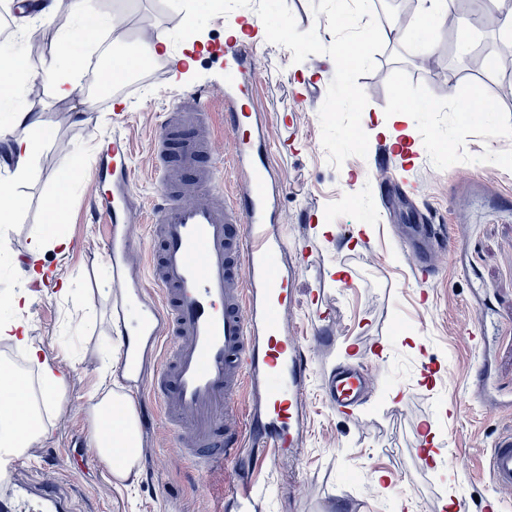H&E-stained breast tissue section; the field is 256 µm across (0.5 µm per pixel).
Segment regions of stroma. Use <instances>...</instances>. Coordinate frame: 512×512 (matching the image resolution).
Instances as JSON below:
<instances>
[{
    "instance_id": "obj_1",
    "label": "stroma",
    "mask_w": 512,
    "mask_h": 512,
    "mask_svg": "<svg viewBox=\"0 0 512 512\" xmlns=\"http://www.w3.org/2000/svg\"><path fill=\"white\" fill-rule=\"evenodd\" d=\"M105 15H120L119 32L97 31L84 42L83 59L94 61L101 45L120 42L143 48L155 33H171L183 13L163 0H93ZM381 31L397 27L399 41H385L374 71L358 83L368 104L361 124L369 134L366 157H349L342 168L329 164L321 143L318 112L335 74L326 55L293 62L287 48L252 36L259 110L274 149L271 159L285 187L277 207L279 232L306 243L316 263L295 285L288 321L297 342L311 354L306 385L308 428L297 451L259 460L253 475L265 494L255 512H448L466 500L480 512L481 499L496 494L489 458L498 436L512 430V66L497 59L498 30L476 20L483 8L505 11L512 0H473L467 25L447 27L401 23L406 8L421 11L422 0H372ZM251 8L213 18L187 44L157 57L123 94L124 113L109 99L77 92L58 101L41 80L20 91L11 106L40 116L53 137L38 154L30 176L16 187L26 205L14 224L0 231V252L26 257L52 206L57 180L74 172L64 221L80 248L49 257L74 290L62 297L46 289L20 312L30 336L69 371L63 404L47 410V435L27 455V482H61L71 492L69 512H232L224 501L240 469L232 461L202 473L178 457V436L161 410L143 437L142 472L134 488L110 481L91 445L87 408L101 381L103 356L122 343L112 320V267L92 209L99 162L95 135L120 134L131 143L133 202L149 210L158 195L153 143L170 102L205 91L218 158H228L224 130V41L229 26L255 17ZM77 19L60 13L49 26H29L23 38L0 41V53H21L41 73L55 61L59 33ZM440 53L456 79L454 91L423 65ZM494 58L493 68L473 70L470 53ZM431 111L408 113L414 165L379 167L384 142L378 126L391 124L396 94ZM479 95L468 122H460L461 101ZM287 147H280V139ZM430 221L436 231L426 249L434 258L428 282H421L411 253L398 243L411 226ZM323 297L330 313H313L312 296ZM356 363L371 372L370 392L353 417L328 406V382L338 367ZM432 436L442 461L431 470L416 462L419 441ZM500 494V493H497ZM512 512V492L500 494Z\"/></svg>"
}]
</instances>
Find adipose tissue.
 <instances>
[{
  "instance_id": "adipose-tissue-1",
  "label": "adipose tissue",
  "mask_w": 512,
  "mask_h": 512,
  "mask_svg": "<svg viewBox=\"0 0 512 512\" xmlns=\"http://www.w3.org/2000/svg\"><path fill=\"white\" fill-rule=\"evenodd\" d=\"M78 16L83 27L99 28L109 24V17L96 12L90 0H39L34 17L46 22L60 10ZM62 67L47 69L42 79L57 100L72 99L76 89L74 75L82 65L77 50V33H63L59 40ZM50 129L27 112L0 114V223L12 222L24 207V200L13 191L16 183L25 181L32 169L34 154ZM64 201L56 199L50 210L48 227L31 240L28 256L19 272L23 278L20 290L0 300V342L23 351L39 369V390H17L16 375L9 367L0 368V440L13 443L17 453H25L47 432L35 410L42 401L60 396L67 383L65 371L50 360L41 346L35 344L26 326L16 319V312L26 308L38 293L34 286L42 277L40 263L48 251L67 253L70 240L62 230ZM93 424L92 444L97 458L111 478L119 483L134 481L140 475L142 443L131 398L112 389L98 386L90 407Z\"/></svg>"
}]
</instances>
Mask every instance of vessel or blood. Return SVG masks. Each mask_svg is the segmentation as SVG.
Returning a JSON list of instances; mask_svg holds the SVG:
<instances>
[{
	"label": "vessel or blood",
	"instance_id": "b4317fda",
	"mask_svg": "<svg viewBox=\"0 0 512 512\" xmlns=\"http://www.w3.org/2000/svg\"><path fill=\"white\" fill-rule=\"evenodd\" d=\"M224 53L236 66L224 78V128L233 140L230 167L237 178L234 200L223 198L214 141L205 116L208 97L189 93L176 98L155 139L160 200L149 214L127 207L132 186L124 138L113 136L106 154L115 184L97 214L107 225L112 255L127 247L119 231L133 225L155 227L151 248L158 258L151 279L163 301L141 309L135 341L126 349L129 381L139 378L141 343L153 344L162 359L149 389L165 418L183 436L181 454L198 466L223 465L256 439L261 453L294 446L305 425L304 406L310 357L285 324L292 278L311 267L308 245H288L273 229L279 186L273 178L267 140L260 130H245L240 105L244 94L238 67L250 61L243 43L227 41ZM118 297L112 316L124 320L140 282L115 267ZM366 378L356 368L337 371L333 408L350 414L363 398ZM249 387L255 408L246 418L225 415L224 403ZM20 461L0 476V512H68L56 483L33 489L20 484ZM496 485L512 489V433L498 438L489 460ZM241 512H250L264 489L254 481L234 484Z\"/></svg>",
	"mask_w": 512,
	"mask_h": 512
}]
</instances>
